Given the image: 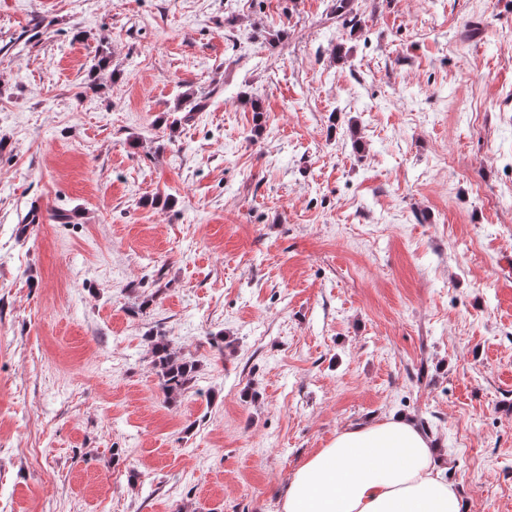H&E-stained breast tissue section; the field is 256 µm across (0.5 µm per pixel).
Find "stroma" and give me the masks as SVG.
Instances as JSON below:
<instances>
[{
  "mask_svg": "<svg viewBox=\"0 0 512 512\" xmlns=\"http://www.w3.org/2000/svg\"><path fill=\"white\" fill-rule=\"evenodd\" d=\"M334 7L0 0V512H280L399 413L512 512V0ZM152 357L167 396H178L193 378L195 364L173 352L169 341L163 336L155 337L153 340Z\"/></svg>",
  "mask_w": 512,
  "mask_h": 512,
  "instance_id": "35a3bbf8",
  "label": "stroma"
}]
</instances>
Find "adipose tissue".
<instances>
[{"label":"adipose tissue","mask_w":512,"mask_h":512,"mask_svg":"<svg viewBox=\"0 0 512 512\" xmlns=\"http://www.w3.org/2000/svg\"><path fill=\"white\" fill-rule=\"evenodd\" d=\"M436 454L403 415L345 429L296 469L281 512H470Z\"/></svg>","instance_id":"adipose-tissue-1"}]
</instances>
